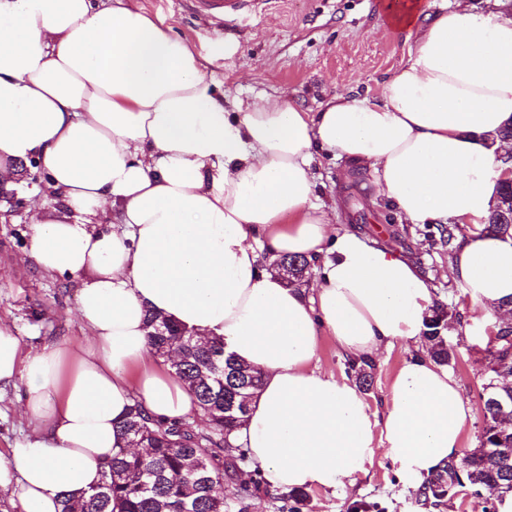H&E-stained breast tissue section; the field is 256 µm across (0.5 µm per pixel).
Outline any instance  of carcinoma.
Wrapping results in <instances>:
<instances>
[{
  "label": "carcinoma",
  "mask_w": 512,
  "mask_h": 512,
  "mask_svg": "<svg viewBox=\"0 0 512 512\" xmlns=\"http://www.w3.org/2000/svg\"><path fill=\"white\" fill-rule=\"evenodd\" d=\"M433 228L438 235L434 242L453 252L459 226ZM481 230L512 237V185H502ZM273 266L288 267L287 286L298 288L311 275L313 263L287 255ZM451 319L447 307L438 304L425 320L426 353L438 365L449 364L454 356L447 335ZM148 326L152 353L172 363L173 373L193 391L198 410L207 419V431L155 420L140 405H133L121 432L127 442L138 441L145 452L119 449L97 485L64 494L62 512H114L116 507L120 512H241L246 500L260 492L261 482L235 480L236 460L228 451L247 413L233 412L231 407L257 396L262 374L225 352L219 338L200 344L177 323L153 317ZM485 352L492 376L479 395L484 419L480 448L468 458L467 467L453 458L429 479L421 490L426 498L440 500L455 494L462 477L491 496L512 488V387L503 385L512 378V331L497 329ZM370 368L365 358L349 361V369L365 389L371 385Z\"/></svg>",
  "instance_id": "1"
}]
</instances>
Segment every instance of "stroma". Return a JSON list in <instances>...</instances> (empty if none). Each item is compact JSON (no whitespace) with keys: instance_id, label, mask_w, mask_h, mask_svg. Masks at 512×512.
Segmentation results:
<instances>
[{"instance_id":"stroma-1","label":"stroma","mask_w":512,"mask_h":512,"mask_svg":"<svg viewBox=\"0 0 512 512\" xmlns=\"http://www.w3.org/2000/svg\"><path fill=\"white\" fill-rule=\"evenodd\" d=\"M133 2L188 42L201 57L204 75L227 98L258 105L285 97L314 112L339 94H378L383 79L407 60L411 48L403 38L385 33L383 0H270L222 28L193 13L183 0ZM314 168L320 201L336 207L337 231L360 234L370 245L410 257L441 303L455 313L448 340L457 360L448 371L470 409L461 448L478 447L484 425L479 394L487 378L484 349L496 322L473 328L468 295L443 277L447 249L432 244L424 227L376 206L378 191L368 173L346 179V161L327 156L319 157ZM19 181L20 189L0 193V323L9 325L28 350L51 341L82 343L87 331L77 312L80 280L45 273L29 259L28 194L42 188L43 177L30 168ZM413 352L399 343L373 356L374 382L363 394L371 413H383L393 375ZM25 393L21 384L0 398V456H9L15 440L29 430L20 412ZM487 499L465 487L438 502L425 500L379 452L368 474L357 475L354 484L307 490L297 507L299 512H353L354 504L364 502L369 512H485Z\"/></svg>"}]
</instances>
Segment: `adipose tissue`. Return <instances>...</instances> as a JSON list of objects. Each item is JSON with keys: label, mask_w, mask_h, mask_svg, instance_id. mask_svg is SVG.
Segmentation results:
<instances>
[{"label": "adipose tissue", "mask_w": 512, "mask_h": 512, "mask_svg": "<svg viewBox=\"0 0 512 512\" xmlns=\"http://www.w3.org/2000/svg\"><path fill=\"white\" fill-rule=\"evenodd\" d=\"M420 12L386 10V32L414 48L379 95L309 112L217 97L199 55L130 0H0V187L39 163L51 196L34 207L29 258L81 279L90 331L27 351L0 323V393L25 382L37 424L0 457V496L18 512H60L63 493L97 484L133 404L167 422L195 410L153 359L151 314L223 338L261 372L236 442L271 488H336L380 447L418 486L455 455L470 410L447 369L405 360L376 419L356 385L312 367L325 336L353 359L419 341L435 302L413 262L332 231L321 152L369 171L410 223L467 225L448 272L475 326L512 318V238L479 228L512 150L496 137L512 119V17L468 0L424 26ZM266 251L321 261L313 295Z\"/></svg>", "instance_id": "1"}]
</instances>
